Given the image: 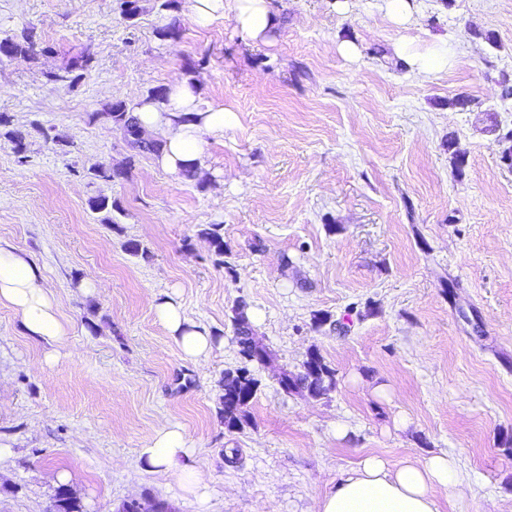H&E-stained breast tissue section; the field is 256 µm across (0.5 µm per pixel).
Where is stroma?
Wrapping results in <instances>:
<instances>
[{
    "instance_id": "stroma-1",
    "label": "stroma",
    "mask_w": 512,
    "mask_h": 512,
    "mask_svg": "<svg viewBox=\"0 0 512 512\" xmlns=\"http://www.w3.org/2000/svg\"><path fill=\"white\" fill-rule=\"evenodd\" d=\"M161 2L129 23L117 0H0V39L30 26L41 47L0 59V113L26 135L20 156L0 132V246L35 264L69 324L51 347L0 305V512H49L62 485L85 512L144 497L167 512H313L365 455L441 452L465 487L436 489L440 512H512V168L497 143L512 128L498 85L512 0H414L404 23L383 0H269L259 44L232 11L201 27L189 0ZM171 21L179 40L159 34ZM78 56L91 66L77 83L47 84ZM179 72L237 118L201 178L91 118ZM460 93L471 110L449 107ZM127 163L126 179L91 174ZM99 195L110 216L90 209ZM153 293L210 331L205 365L184 359ZM240 306L276 358L252 365L257 393L230 430ZM312 351L334 388L284 393L279 372ZM175 423L207 503L177 473L138 469L142 443Z\"/></svg>"
}]
</instances>
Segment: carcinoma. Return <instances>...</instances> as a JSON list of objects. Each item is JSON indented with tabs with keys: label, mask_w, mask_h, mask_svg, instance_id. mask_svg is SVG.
<instances>
[{
	"label": "carcinoma",
	"mask_w": 512,
	"mask_h": 512,
	"mask_svg": "<svg viewBox=\"0 0 512 512\" xmlns=\"http://www.w3.org/2000/svg\"><path fill=\"white\" fill-rule=\"evenodd\" d=\"M37 42L33 31L24 29L20 33L0 40V56L13 57L15 55L31 54L36 51ZM89 60L78 58L59 72L46 75L48 83L57 85L73 83L81 78V72L88 69ZM133 107L123 101H115L100 112L94 113V119L116 125L123 130L125 139L131 149L139 152H155L159 143L156 140L143 141L140 139V130L133 122L129 113ZM132 167L114 169L108 165H100L93 175L101 180L111 182L116 175L129 177ZM201 234L209 238L216 256L215 263H224V237L221 234V225L212 224L201 230ZM245 306H240L236 312L238 344L244 366L228 371L224 374V424L229 428H237L246 422L244 407L253 398L257 391V380L253 378L248 365L256 362L264 365L274 358V353L265 345L257 342L252 336L246 322ZM278 385L289 394L306 393L311 397H320L327 394L335 385V372L327 366L322 358L315 354H308L302 364V370L295 373L283 370L278 377ZM52 512H85L80 498L75 496L69 488L62 486L57 489L53 499Z\"/></svg>",
	"instance_id": "cac0c4a2"
}]
</instances>
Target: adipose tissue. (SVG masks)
Instances as JSON below:
<instances>
[{"label":"adipose tissue","mask_w":512,"mask_h":512,"mask_svg":"<svg viewBox=\"0 0 512 512\" xmlns=\"http://www.w3.org/2000/svg\"><path fill=\"white\" fill-rule=\"evenodd\" d=\"M228 8L245 37L255 43L266 41L275 24L268 0H191L193 17L203 27L223 18ZM133 115L143 132L160 135L156 163L173 175L202 173L208 140L223 136L235 122L232 111L203 99L197 82L178 75L168 81L163 99L138 96ZM0 304L19 315L28 335L56 343L68 334L55 297L36 267L1 246ZM150 306L186 360L206 361L213 339L205 327L191 323L173 297H152ZM139 459L150 472L186 474L188 492L200 500L207 498L208 482L192 462V449L181 427L157 430L140 448ZM463 483L455 458L445 453L394 466L369 455L357 467L337 475L321 493L316 512H440L435 489Z\"/></svg>","instance_id":"adipose-tissue-1"}]
</instances>
